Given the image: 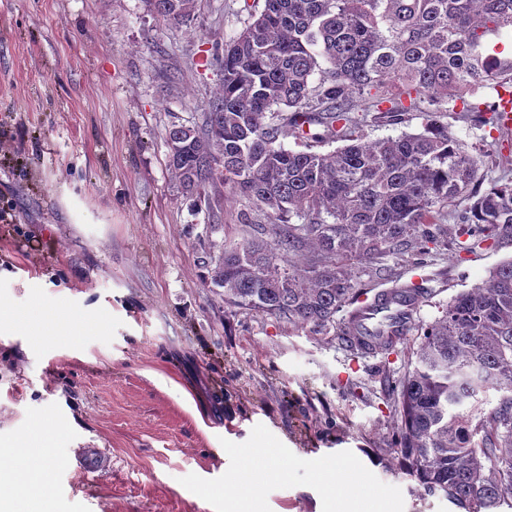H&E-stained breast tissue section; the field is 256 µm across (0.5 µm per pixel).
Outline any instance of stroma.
<instances>
[{
    "instance_id": "obj_1",
    "label": "stroma",
    "mask_w": 512,
    "mask_h": 512,
    "mask_svg": "<svg viewBox=\"0 0 512 512\" xmlns=\"http://www.w3.org/2000/svg\"><path fill=\"white\" fill-rule=\"evenodd\" d=\"M261 6L198 0L195 24L173 26L147 0H0V303L20 314L0 330V460L41 448L49 470L59 444L86 454L27 512H214L181 477L222 476V440L259 424L306 460L353 452L404 512H454L397 451L418 330L367 355L333 329L229 307L206 282L214 246L268 218L220 186L210 206L184 199L165 133L209 111L205 60ZM440 108L479 159L476 187L511 182L500 131L461 101ZM454 222L427 252L380 261L425 288L418 329L512 258L510 244L463 250ZM268 504L322 512L308 486Z\"/></svg>"
}]
</instances>
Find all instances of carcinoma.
Here are the masks:
<instances>
[{
  "instance_id": "1",
  "label": "carcinoma",
  "mask_w": 512,
  "mask_h": 512,
  "mask_svg": "<svg viewBox=\"0 0 512 512\" xmlns=\"http://www.w3.org/2000/svg\"><path fill=\"white\" fill-rule=\"evenodd\" d=\"M147 2L170 24L197 9V0ZM504 29L512 0H263L209 60L219 87L201 124L166 133L184 197L207 202L222 184L270 219L209 257L224 303L323 329L363 294L360 268L381 274L375 263L388 254L426 252L450 206L461 207L457 236L488 248L512 241V185L475 188L479 158L444 112H427L417 133L355 138L369 119L400 124L422 99L450 96L502 128L496 109L486 117L464 95L512 88V51L493 45ZM356 94L376 114L352 116ZM337 141L345 145L312 150ZM399 399V451L425 492L464 512L512 510V259L422 328Z\"/></svg>"
}]
</instances>
